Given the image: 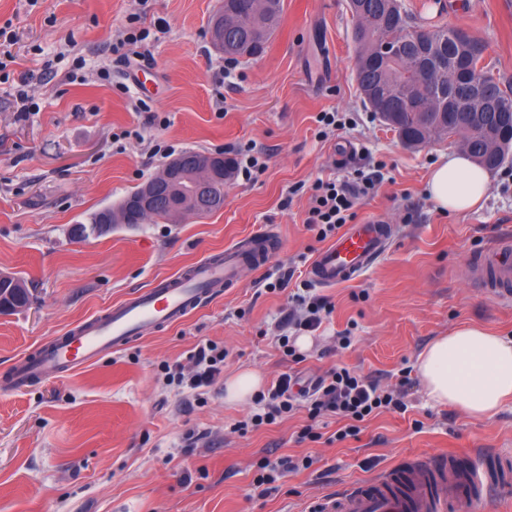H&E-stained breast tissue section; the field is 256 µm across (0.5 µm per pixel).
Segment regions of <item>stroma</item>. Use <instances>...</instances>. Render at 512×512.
<instances>
[{
	"label": "stroma",
	"instance_id": "stroma-1",
	"mask_svg": "<svg viewBox=\"0 0 512 512\" xmlns=\"http://www.w3.org/2000/svg\"><path fill=\"white\" fill-rule=\"evenodd\" d=\"M418 27H457L485 45L493 76L512 83V0H401ZM220 0H0V273L24 280L26 308L0 314V380L13 363L70 324L128 293L178 273L243 237L275 229L281 249L245 272L222 298L183 323L132 342L101 361L20 391L0 387V512H306L349 484L410 457L454 454L480 464L512 456V401L476 419L432 405L416 376L418 354L464 323L512 336V299L493 300L474 281V254L512 240V162L492 171L482 204L440 211L426 194L432 163L458 152L453 139L413 150L365 106L348 0H284L260 56L231 59L211 41ZM140 15L150 31L139 55L112 47ZM164 20L165 31L154 29ZM109 79H101L99 68ZM138 74L147 111L120 91ZM27 94L29 112L18 110ZM340 128L320 139L316 117ZM252 146L264 171L235 176L223 207L204 217L148 220L77 239L71 229L115 204L185 150L234 156ZM381 166L384 181L357 221L391 224L393 241L358 279L326 288L331 314L290 365L275 347L289 295L311 283L322 247L306 223L316 178L347 180ZM282 291H269L285 273ZM350 336L348 348L338 339ZM202 339L224 346V377L244 369L270 385L296 368L307 379L345 366L385 390L405 384V413L385 411L357 437L297 442L298 409L241 434L253 401L228 400L223 384L205 403L166 386L163 363L185 361ZM200 432L182 445L188 429ZM311 457L275 492L254 493L262 458Z\"/></svg>",
	"mask_w": 512,
	"mask_h": 512
}]
</instances>
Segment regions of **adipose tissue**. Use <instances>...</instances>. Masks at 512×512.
Listing matches in <instances>:
<instances>
[{
	"instance_id": "ef3b65f1",
	"label": "adipose tissue",
	"mask_w": 512,
	"mask_h": 512,
	"mask_svg": "<svg viewBox=\"0 0 512 512\" xmlns=\"http://www.w3.org/2000/svg\"><path fill=\"white\" fill-rule=\"evenodd\" d=\"M490 181L487 169L463 154H444L431 167L427 193L441 211L477 207ZM418 376L435 404L487 418L512 400V336H497L483 326L459 325L434 339L419 355Z\"/></svg>"
}]
</instances>
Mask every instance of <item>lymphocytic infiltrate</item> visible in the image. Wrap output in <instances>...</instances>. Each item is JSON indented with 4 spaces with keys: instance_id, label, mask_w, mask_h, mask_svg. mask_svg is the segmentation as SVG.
<instances>
[{
    "instance_id": "obj_1",
    "label": "lymphocytic infiltrate",
    "mask_w": 512,
    "mask_h": 512,
    "mask_svg": "<svg viewBox=\"0 0 512 512\" xmlns=\"http://www.w3.org/2000/svg\"><path fill=\"white\" fill-rule=\"evenodd\" d=\"M383 180L380 171L358 172L354 179L340 182L316 179L306 224L316 229L319 240H326L354 217L359 201L374 194ZM228 352L216 342L203 339L189 352L188 364L165 365V375L177 390L189 395H201L217 383L224 370ZM292 373H280L271 385L254 397L257 407L249 420L238 422V430L271 425L290 414L297 398L308 404L309 422L299 437L313 442L322 438L317 423L326 414H333L341 426L337 440L358 436L362 424L385 410L406 412L400 390H383L379 385L355 371L337 366L318 377L312 387L297 390Z\"/></svg>"
}]
</instances>
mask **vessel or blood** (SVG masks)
Here are the masks:
<instances>
[{
  "instance_id": "vessel-or-blood-1",
  "label": "vessel or blood",
  "mask_w": 512,
  "mask_h": 512,
  "mask_svg": "<svg viewBox=\"0 0 512 512\" xmlns=\"http://www.w3.org/2000/svg\"><path fill=\"white\" fill-rule=\"evenodd\" d=\"M392 241L389 224L379 220L350 225L321 249L309 267L310 277L324 286L358 279ZM280 247L263 232L248 236L224 252L195 262L182 272L162 278L113 303L35 352L19 357L11 369L9 388L19 390L47 378L95 364L124 349L131 341L157 329L183 322L203 300L222 297L246 270L263 266ZM476 281L495 298L512 297V260L505 251L489 252L474 263ZM508 493L512 490V458L496 457L493 465L457 474L445 457L413 458L371 479L345 487L318 504L320 512H446L449 504L466 501L473 489Z\"/></svg>"
}]
</instances>
